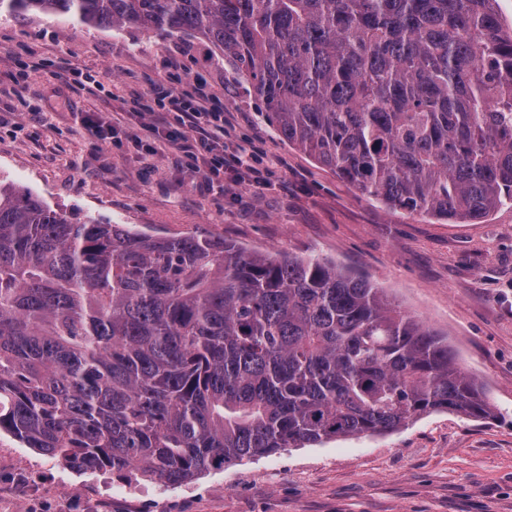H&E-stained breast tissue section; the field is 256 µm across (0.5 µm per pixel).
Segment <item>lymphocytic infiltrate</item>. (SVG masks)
<instances>
[{"label": "lymphocytic infiltrate", "instance_id": "lymphocytic-infiltrate-1", "mask_svg": "<svg viewBox=\"0 0 512 512\" xmlns=\"http://www.w3.org/2000/svg\"><path fill=\"white\" fill-rule=\"evenodd\" d=\"M152 102L137 119L153 116L146 126L150 135L161 137L177 150L182 160L203 166L208 189H223L228 171L248 173L252 185L269 182V169L259 150L228 145L225 141L224 107L212 98L206 83L186 84L184 75L170 74L166 82L146 92Z\"/></svg>", "mask_w": 512, "mask_h": 512}]
</instances>
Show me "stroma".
<instances>
[{"label": "stroma", "mask_w": 512, "mask_h": 512, "mask_svg": "<svg viewBox=\"0 0 512 512\" xmlns=\"http://www.w3.org/2000/svg\"><path fill=\"white\" fill-rule=\"evenodd\" d=\"M49 63L109 80L81 89L49 77ZM174 65L223 103L228 142L263 152L268 187L228 173L216 195L163 141L133 142L127 101ZM87 112L113 123L111 143L89 137ZM0 178L109 224L336 261L447 334L495 408L284 448L180 486L77 472L1 431L0 512H512V205L464 223L390 210L288 146L209 43L39 12L0 13Z\"/></svg>", "instance_id": "35a3bbf8"}]
</instances>
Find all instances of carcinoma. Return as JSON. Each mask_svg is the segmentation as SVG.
Listing matches in <instances>:
<instances>
[{"label": "carcinoma", "instance_id": "obj_1", "mask_svg": "<svg viewBox=\"0 0 512 512\" xmlns=\"http://www.w3.org/2000/svg\"><path fill=\"white\" fill-rule=\"evenodd\" d=\"M497 0H0L208 41L288 145L392 210L512 203ZM493 416L448 338L315 255L66 213L0 180V431L174 486L228 462Z\"/></svg>", "mask_w": 512, "mask_h": 512}]
</instances>
